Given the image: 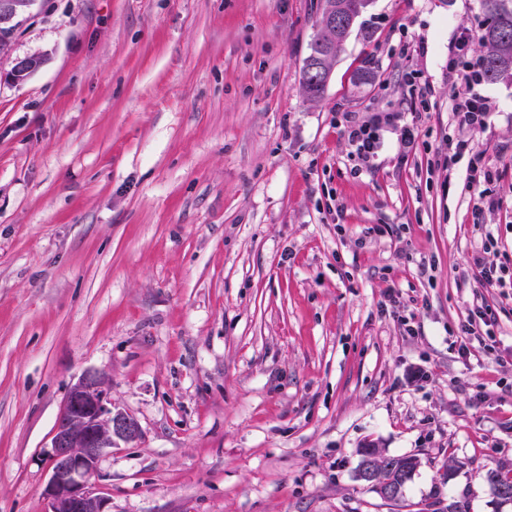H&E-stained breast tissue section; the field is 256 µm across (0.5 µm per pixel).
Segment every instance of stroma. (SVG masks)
Here are the masks:
<instances>
[{
    "label": "stroma",
    "mask_w": 512,
    "mask_h": 512,
    "mask_svg": "<svg viewBox=\"0 0 512 512\" xmlns=\"http://www.w3.org/2000/svg\"><path fill=\"white\" fill-rule=\"evenodd\" d=\"M322 4L41 0L0 49L46 57L0 76V512H45L87 370L141 427L99 462L112 512H512L485 479L512 472V287L470 265L489 231L512 266V79L469 135L501 173L477 215L444 160L481 0H373L311 102ZM378 112L366 167L343 129ZM369 444L419 457L403 506L356 480ZM45 59L40 54L18 56L12 59L8 77L14 82H23L33 76L44 64Z\"/></svg>",
    "instance_id": "35a3bbf8"
}]
</instances>
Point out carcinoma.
<instances>
[{"label":"carcinoma","instance_id":"cac0c4a2","mask_svg":"<svg viewBox=\"0 0 512 512\" xmlns=\"http://www.w3.org/2000/svg\"><path fill=\"white\" fill-rule=\"evenodd\" d=\"M343 8L348 16V24L340 34L341 40L350 35L358 17L365 13L373 4V0H324L322 10L326 11L332 5ZM487 22L481 34L483 55L481 57L482 76L489 82L504 78H512V0H482ZM325 39L323 28H318L310 43V52L304 61L301 71L302 89L310 101L322 97L325 86L311 85L306 80L307 65L320 52ZM361 459L373 458L378 476L383 480L396 483H408L414 476L419 460L414 455L385 456L382 451L371 445L359 451ZM486 480L496 497L502 492L512 494V476L504 475L498 470H489ZM431 512H468V504L462 500L450 499L448 503L437 498L428 504Z\"/></svg>","mask_w":512,"mask_h":512}]
</instances>
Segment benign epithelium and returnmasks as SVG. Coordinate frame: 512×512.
Listing matches in <instances>:
<instances>
[{
	"label": "benign epithelium",
	"instance_id": "1",
	"mask_svg": "<svg viewBox=\"0 0 512 512\" xmlns=\"http://www.w3.org/2000/svg\"><path fill=\"white\" fill-rule=\"evenodd\" d=\"M36 4L37 0H0V46L13 41L19 23ZM44 62L40 54L18 56L11 61L8 77L23 82ZM140 434L132 416L112 407L103 374L85 371L70 387L51 440L46 512H112L109 498L96 488L99 461L118 442H133Z\"/></svg>",
	"mask_w": 512,
	"mask_h": 512
}]
</instances>
